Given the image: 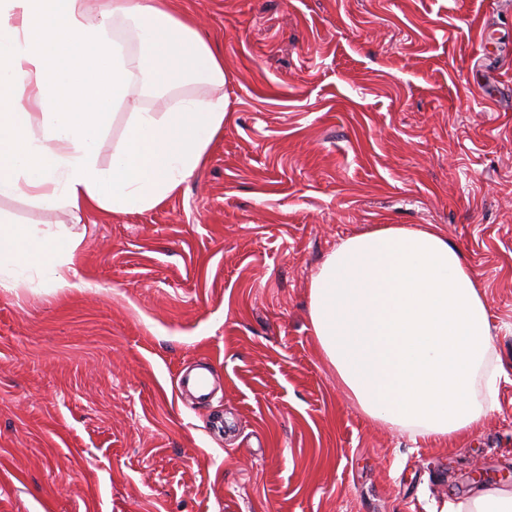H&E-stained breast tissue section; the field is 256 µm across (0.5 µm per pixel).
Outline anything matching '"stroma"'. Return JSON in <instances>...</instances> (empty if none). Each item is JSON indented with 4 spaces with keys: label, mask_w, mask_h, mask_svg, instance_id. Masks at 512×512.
<instances>
[{
    "label": "stroma",
    "mask_w": 512,
    "mask_h": 512,
    "mask_svg": "<svg viewBox=\"0 0 512 512\" xmlns=\"http://www.w3.org/2000/svg\"><path fill=\"white\" fill-rule=\"evenodd\" d=\"M224 55V131L163 206L12 222L79 241L0 288V512H442L512 490V0H182ZM435 224L505 375L464 440L366 417L309 320L340 240ZM208 364L199 404L179 379Z\"/></svg>",
    "instance_id": "stroma-1"
}]
</instances>
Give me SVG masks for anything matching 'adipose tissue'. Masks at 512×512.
I'll return each instance as SVG.
<instances>
[{"instance_id":"ef3b65f1","label":"adipose tissue","mask_w":512,"mask_h":512,"mask_svg":"<svg viewBox=\"0 0 512 512\" xmlns=\"http://www.w3.org/2000/svg\"><path fill=\"white\" fill-rule=\"evenodd\" d=\"M133 24L135 48L117 32ZM212 94L134 109L108 165L99 147L134 94L186 79ZM224 57L177 0H0V200L73 214L162 205L224 129ZM64 231L0 225V287L77 275ZM309 320L366 417L415 441L471 435L503 372L478 273L434 225L382 224L342 239L315 271ZM443 512H512L488 487Z\"/></svg>"}]
</instances>
